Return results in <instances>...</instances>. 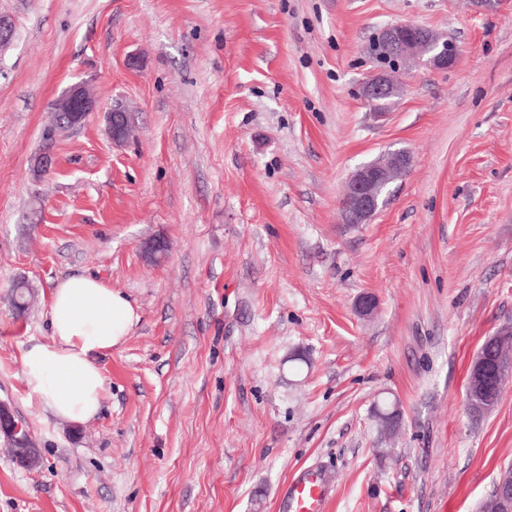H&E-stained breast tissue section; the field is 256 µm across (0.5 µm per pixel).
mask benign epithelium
<instances>
[{"instance_id": "1", "label": "benign epithelium", "mask_w": 512, "mask_h": 512, "mask_svg": "<svg viewBox=\"0 0 512 512\" xmlns=\"http://www.w3.org/2000/svg\"><path fill=\"white\" fill-rule=\"evenodd\" d=\"M377 42L385 53L397 61L415 60L435 69H446L455 63L458 55L456 44L433 31L413 23H395L384 27L377 35ZM393 91L391 77L385 70H378L363 86L366 100L375 102ZM97 103L89 89L76 84L62 94L54 104L55 114L69 115L72 127L83 125L96 110ZM107 128L112 142L121 145L132 136L134 125L124 111L115 109L107 113ZM56 165L54 146L46 147L34 158L32 176L43 181ZM410 163L404 151H393L376 162L358 167L348 178L341 201V217L345 224H365L384 204L380 187L390 186L405 174ZM512 376V359L505 358L493 348L477 353L472 360L466 387L465 403L469 414L479 416L495 401L497 390ZM396 430L400 424V409L393 402L387 409L374 414ZM0 432L8 435L16 462L24 468H35L42 457L29 432L22 431V424L15 420L10 406L0 404ZM496 512H512V478L501 476L493 491Z\"/></svg>"}]
</instances>
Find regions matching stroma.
I'll return each instance as SVG.
<instances>
[{
  "label": "stroma",
  "instance_id": "obj_1",
  "mask_svg": "<svg viewBox=\"0 0 512 512\" xmlns=\"http://www.w3.org/2000/svg\"><path fill=\"white\" fill-rule=\"evenodd\" d=\"M0 19V401L43 455L23 469L0 437V512H278L307 469L326 512H479L512 466V380L491 412L465 405L472 359L512 322V6L0 0ZM396 22L459 54L412 64L380 112L368 48ZM81 82L98 108L34 182L53 103ZM117 106L136 118L120 146ZM394 150L411 170L369 223H342L350 174ZM78 275L139 320L74 425L28 397L20 354ZM19 278L35 291L21 317ZM386 397L402 426L382 461ZM107 128L112 142L122 145L132 136L134 125L129 122L124 111L115 109L107 113Z\"/></svg>",
  "mask_w": 512,
  "mask_h": 512
}]
</instances>
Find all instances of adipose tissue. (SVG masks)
Masks as SVG:
<instances>
[{
	"label": "adipose tissue",
	"mask_w": 512,
	"mask_h": 512,
	"mask_svg": "<svg viewBox=\"0 0 512 512\" xmlns=\"http://www.w3.org/2000/svg\"><path fill=\"white\" fill-rule=\"evenodd\" d=\"M49 341L22 351L28 395L57 417L82 424L99 411L106 378L98 356L123 343L138 319L126 295L95 276L61 281L49 294Z\"/></svg>",
	"instance_id": "ef3b65f1"
}]
</instances>
